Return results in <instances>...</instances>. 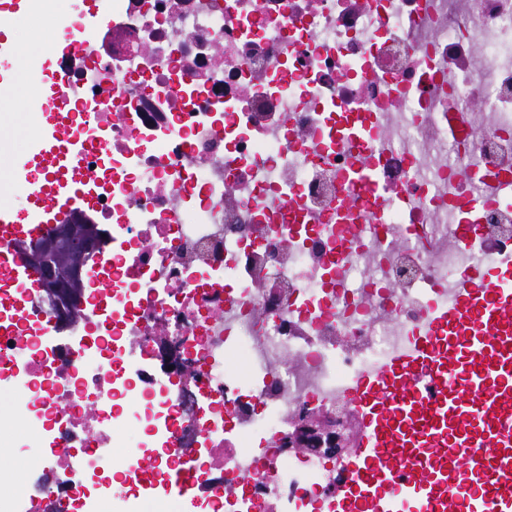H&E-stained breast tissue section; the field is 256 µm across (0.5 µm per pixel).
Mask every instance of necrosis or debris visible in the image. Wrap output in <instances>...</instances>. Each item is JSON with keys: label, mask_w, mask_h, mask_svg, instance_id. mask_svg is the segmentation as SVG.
Segmentation results:
<instances>
[{"label": "necrosis or debris", "mask_w": 512, "mask_h": 512, "mask_svg": "<svg viewBox=\"0 0 512 512\" xmlns=\"http://www.w3.org/2000/svg\"><path fill=\"white\" fill-rule=\"evenodd\" d=\"M47 2L38 77L97 143L74 164L104 242L72 325L0 289V381L56 426L0 512H143L179 470L186 512H329L342 476L284 447L294 417H356L347 386L512 269V0Z\"/></svg>", "instance_id": "4bbe7bcc"}]
</instances>
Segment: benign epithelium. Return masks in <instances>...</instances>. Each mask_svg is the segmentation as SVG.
<instances>
[{
	"mask_svg": "<svg viewBox=\"0 0 512 512\" xmlns=\"http://www.w3.org/2000/svg\"><path fill=\"white\" fill-rule=\"evenodd\" d=\"M100 238L101 232L94 224H63L57 234L60 246L45 245L44 253L35 262L43 288L65 324L73 322L74 305L81 298L80 273ZM356 435V425L348 420L305 411L292 423L284 444L338 456L352 447Z\"/></svg>",
	"mask_w": 512,
	"mask_h": 512,
	"instance_id": "obj_1",
	"label": "benign epithelium"
}]
</instances>
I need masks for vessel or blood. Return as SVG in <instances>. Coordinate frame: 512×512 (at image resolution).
<instances>
[{"mask_svg":"<svg viewBox=\"0 0 512 512\" xmlns=\"http://www.w3.org/2000/svg\"><path fill=\"white\" fill-rule=\"evenodd\" d=\"M82 147L55 123L38 142V156L66 171L72 196L81 176L68 155ZM58 209L43 204L34 224L1 210L0 240L36 237ZM0 272L38 285L3 249ZM433 323L438 335L352 385L365 419L338 512H512V288L495 275L465 281Z\"/></svg>","mask_w":512,"mask_h":512,"instance_id":"obj_1","label":"vessel or blood"}]
</instances>
